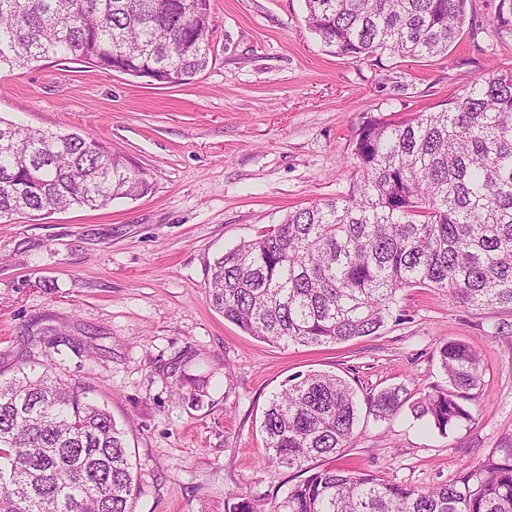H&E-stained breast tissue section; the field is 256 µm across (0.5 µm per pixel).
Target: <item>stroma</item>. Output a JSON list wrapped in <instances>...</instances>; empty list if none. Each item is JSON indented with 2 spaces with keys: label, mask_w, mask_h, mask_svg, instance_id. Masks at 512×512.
<instances>
[{
  "label": "stroma",
  "mask_w": 512,
  "mask_h": 512,
  "mask_svg": "<svg viewBox=\"0 0 512 512\" xmlns=\"http://www.w3.org/2000/svg\"><path fill=\"white\" fill-rule=\"evenodd\" d=\"M497 4L468 0L459 39L422 60L329 52L306 24L305 0H211L213 58L187 84L58 58L0 70V117L91 134L151 184L98 210L0 223V371L49 367L107 406L126 432L130 512H225L230 490L272 512L303 474L265 462L261 421L299 374L354 388L359 419L337 462L350 471L428 489L512 438L510 309L407 288L374 334L284 346L225 320L206 289L216 256L349 192L366 117L436 112L481 73L512 72ZM450 340L479 355L483 379L464 402L470 419L444 434L412 404L446 386L439 347ZM395 386L407 404L377 420L366 396Z\"/></svg>",
  "instance_id": "35a3bbf8"
}]
</instances>
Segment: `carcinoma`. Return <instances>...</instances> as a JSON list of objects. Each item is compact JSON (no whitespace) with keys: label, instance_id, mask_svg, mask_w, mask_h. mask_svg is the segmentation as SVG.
<instances>
[{"label":"carcinoma","instance_id":"cac0c4a2","mask_svg":"<svg viewBox=\"0 0 512 512\" xmlns=\"http://www.w3.org/2000/svg\"><path fill=\"white\" fill-rule=\"evenodd\" d=\"M324 46L352 59L448 52L466 0H305ZM210 0H0V69L49 56L186 84L211 60ZM512 33V0L493 18ZM347 195L288 213L217 257L208 295L224 319L271 343H342L377 332L398 292L444 289L463 307L512 308V72L479 75L440 112L370 117L355 135ZM150 190L146 172L95 137L0 118V223L98 209ZM448 387L413 405L443 434L470 413L482 380L461 341L439 348ZM0 382V512H129L124 432L77 381L44 369ZM402 386L367 397L382 420ZM356 393L339 376H297L264 412L265 459L301 468L350 446ZM225 512H264L232 491ZM274 512H512V447L428 490L334 465L295 485Z\"/></svg>","mask_w":512,"mask_h":512}]
</instances>
